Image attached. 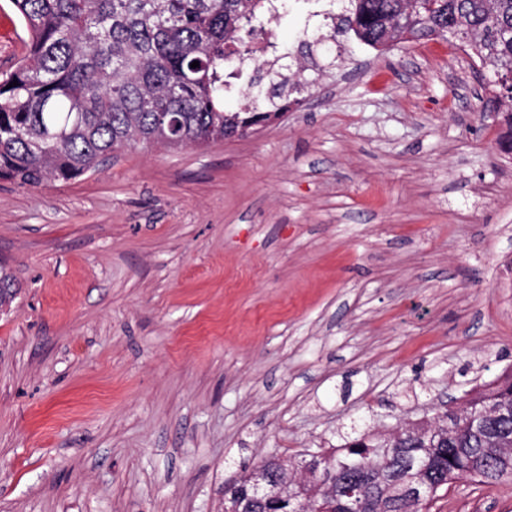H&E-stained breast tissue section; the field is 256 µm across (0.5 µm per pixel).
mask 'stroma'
<instances>
[{
  "label": "stroma",
  "mask_w": 512,
  "mask_h": 512,
  "mask_svg": "<svg viewBox=\"0 0 512 512\" xmlns=\"http://www.w3.org/2000/svg\"><path fill=\"white\" fill-rule=\"evenodd\" d=\"M295 0L288 110L205 148L0 180V512H222L275 455L512 368V158L476 64L380 52ZM429 512H512L459 481Z\"/></svg>",
  "instance_id": "stroma-1"
}]
</instances>
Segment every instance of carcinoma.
Here are the masks:
<instances>
[{"label":"carcinoma","instance_id":"carcinoma-1","mask_svg":"<svg viewBox=\"0 0 512 512\" xmlns=\"http://www.w3.org/2000/svg\"><path fill=\"white\" fill-rule=\"evenodd\" d=\"M338 33L373 48L440 38L473 51L501 93L496 145L512 153V0H340ZM27 53L0 74V180L39 187L99 169L141 143L204 147L243 137L256 112L224 111L270 0H12ZM194 61L196 68L190 67ZM17 85L10 86V83ZM390 439L365 428L330 455L348 484L428 480L425 512L457 480H512V370Z\"/></svg>","mask_w":512,"mask_h":512}]
</instances>
